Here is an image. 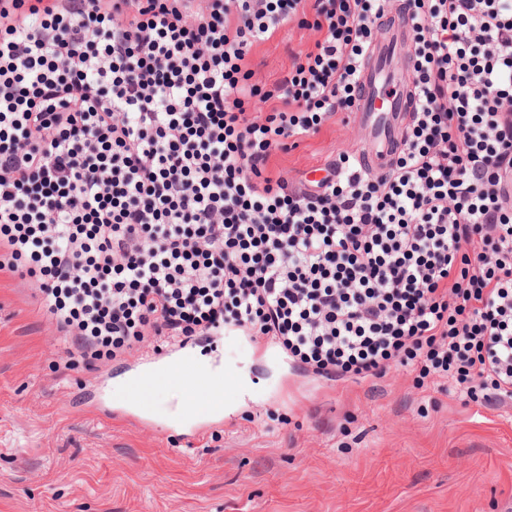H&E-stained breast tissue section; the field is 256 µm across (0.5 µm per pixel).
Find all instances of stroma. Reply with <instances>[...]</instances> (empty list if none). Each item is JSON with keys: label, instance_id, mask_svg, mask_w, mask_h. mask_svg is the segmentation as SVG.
I'll return each instance as SVG.
<instances>
[{"label": "stroma", "instance_id": "stroma-1", "mask_svg": "<svg viewBox=\"0 0 512 512\" xmlns=\"http://www.w3.org/2000/svg\"><path fill=\"white\" fill-rule=\"evenodd\" d=\"M306 42L296 25L257 48L276 82ZM364 142L325 126L270 166L290 180ZM43 314L36 285L0 270V512H502L512 503V403L480 406L391 369L360 383L293 373L253 347L196 340L238 363L223 419L185 439L168 429L183 391L158 388L155 419H111L93 388L119 391L129 357L86 364Z\"/></svg>", "mask_w": 512, "mask_h": 512}]
</instances>
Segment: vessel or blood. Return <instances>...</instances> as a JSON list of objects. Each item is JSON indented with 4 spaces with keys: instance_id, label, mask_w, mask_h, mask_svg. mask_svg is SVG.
I'll list each match as a JSON object with an SVG mask.
<instances>
[{
    "instance_id": "b4317fda",
    "label": "vessel or blood",
    "mask_w": 512,
    "mask_h": 512,
    "mask_svg": "<svg viewBox=\"0 0 512 512\" xmlns=\"http://www.w3.org/2000/svg\"><path fill=\"white\" fill-rule=\"evenodd\" d=\"M409 49L404 23L392 25L388 35L372 45L360 73L358 119L367 137L362 155L369 169L385 170L402 139V122L413 103L411 85L397 75L392 61ZM225 371L218 366H201L186 352H175L165 361L139 355L125 385L126 403L112 404L113 417H130L149 409L154 390L162 385L183 386L190 401L212 402L224 394Z\"/></svg>"
}]
</instances>
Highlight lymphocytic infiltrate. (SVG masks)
<instances>
[{"label":"lymphocytic infiltrate","mask_w":512,"mask_h":512,"mask_svg":"<svg viewBox=\"0 0 512 512\" xmlns=\"http://www.w3.org/2000/svg\"><path fill=\"white\" fill-rule=\"evenodd\" d=\"M391 10L415 104L386 169L271 170L354 112ZM292 23L311 44L265 85ZM3 269L85 357L222 330L512 398V0H0ZM304 33L291 24L277 38L258 47L253 56L258 77L267 84L276 82L288 69V49L297 52L305 48L306 38L301 39Z\"/></svg>","instance_id":"f902f5d3"}]
</instances>
